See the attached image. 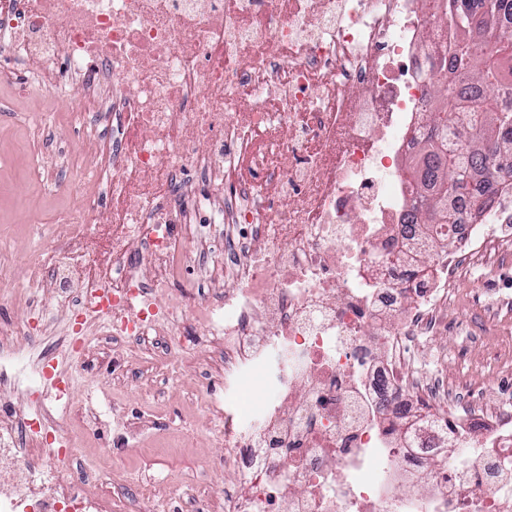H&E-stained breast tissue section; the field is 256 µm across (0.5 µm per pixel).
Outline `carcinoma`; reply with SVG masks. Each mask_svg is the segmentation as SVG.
<instances>
[{
  "label": "carcinoma",
  "mask_w": 512,
  "mask_h": 512,
  "mask_svg": "<svg viewBox=\"0 0 512 512\" xmlns=\"http://www.w3.org/2000/svg\"><path fill=\"white\" fill-rule=\"evenodd\" d=\"M439 8L451 38L434 57L439 103L429 115L419 160L410 171L414 203L427 224L452 223L448 195L477 174L485 178L488 194L512 192V110L500 103V91L512 85V33L501 32L504 20L512 18V0H440ZM447 66L485 90L480 127L463 131L478 141L479 149L472 153L450 152L444 144L443 134L456 117L442 74Z\"/></svg>",
  "instance_id": "obj_1"
}]
</instances>
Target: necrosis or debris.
<instances>
[{
    "label": "necrosis or debris",
    "instance_id": "obj_1",
    "mask_svg": "<svg viewBox=\"0 0 512 512\" xmlns=\"http://www.w3.org/2000/svg\"><path fill=\"white\" fill-rule=\"evenodd\" d=\"M447 40L434 0H0V59L77 103L30 123L87 143L42 172L67 202L42 234L51 269L0 276L19 313L0 322V512H512V293L484 294L469 374L447 349L416 354L459 281L512 253L481 181L449 197L438 255L412 201ZM105 341L108 417L75 376ZM132 348L161 375L206 363L180 424L151 386L129 407ZM252 374L264 396L245 414L232 399ZM479 381L495 402L467 401ZM202 440L221 453L198 492L175 472ZM427 473L430 493L393 492Z\"/></svg>",
    "mask_w": 512,
    "mask_h": 512
}]
</instances>
